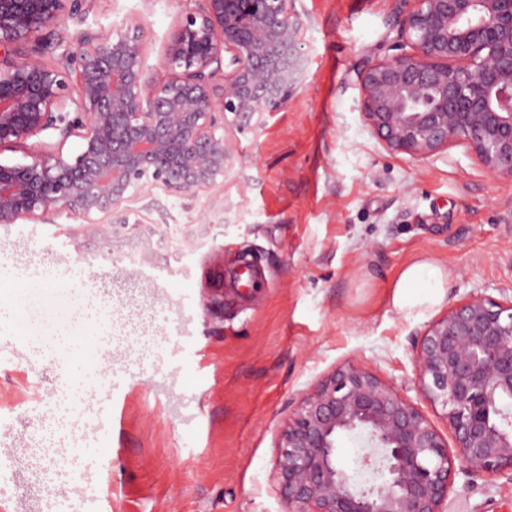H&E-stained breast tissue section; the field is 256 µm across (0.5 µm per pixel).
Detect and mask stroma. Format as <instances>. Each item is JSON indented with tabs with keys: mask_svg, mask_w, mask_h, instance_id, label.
Segmentation results:
<instances>
[{
	"mask_svg": "<svg viewBox=\"0 0 512 512\" xmlns=\"http://www.w3.org/2000/svg\"><path fill=\"white\" fill-rule=\"evenodd\" d=\"M198 0H93L83 22L53 30V63L84 31L140 21L154 79L180 14ZM309 27L304 71L283 111L237 132L213 193L154 191L156 232L109 251L84 240L58 248L70 213L0 224V512H282L271 480L289 405L355 360L395 385L438 429V408L418 392L415 346L431 321L469 294L512 300V182L489 176L465 146L412 162L388 152L361 113L358 74L398 35L400 0H295ZM423 253L457 269L441 307L405 318L391 285ZM265 274L253 293L231 275L243 261ZM99 275L81 283L77 270ZM107 289L99 319L74 310L89 287ZM184 330L183 357L172 356ZM97 342L84 359L112 368L81 410L55 428L75 337ZM120 394H113V383ZM113 417L111 434L89 424ZM90 457L74 459V448ZM107 455L111 472L92 463ZM447 512H512V476L457 474Z\"/></svg>",
	"mask_w": 512,
	"mask_h": 512,
	"instance_id": "stroma-1",
	"label": "stroma"
}]
</instances>
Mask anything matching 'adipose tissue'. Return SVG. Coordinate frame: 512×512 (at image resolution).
I'll list each match as a JSON object with an SVG mask.
<instances>
[{"instance_id": "adipose-tissue-1", "label": "adipose tissue", "mask_w": 512, "mask_h": 512, "mask_svg": "<svg viewBox=\"0 0 512 512\" xmlns=\"http://www.w3.org/2000/svg\"><path fill=\"white\" fill-rule=\"evenodd\" d=\"M454 274L444 260L422 256L406 264L392 285L391 302L403 315L424 316L442 305L445 287Z\"/></svg>"}]
</instances>
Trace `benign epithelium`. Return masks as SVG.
<instances>
[{
    "instance_id": "1",
    "label": "benign epithelium",
    "mask_w": 512,
    "mask_h": 512,
    "mask_svg": "<svg viewBox=\"0 0 512 512\" xmlns=\"http://www.w3.org/2000/svg\"><path fill=\"white\" fill-rule=\"evenodd\" d=\"M89 0H0V153L42 132L31 162H0V224L60 212L76 238L112 247L144 236L131 192L196 197L224 177L232 115L258 128L298 88L307 28L294 0H202L181 14L150 76L144 27L83 32L58 62L29 49L32 34L84 19ZM397 53L358 76L361 111L383 146L428 162L465 146L512 181V0H403ZM73 135L79 152L64 153ZM418 390L441 408L454 448L391 383L349 361L303 392L282 422L271 479L284 512H446L456 472L512 474V301L471 294L428 325L416 347ZM360 432L357 485L336 464V443Z\"/></svg>"
}]
</instances>
